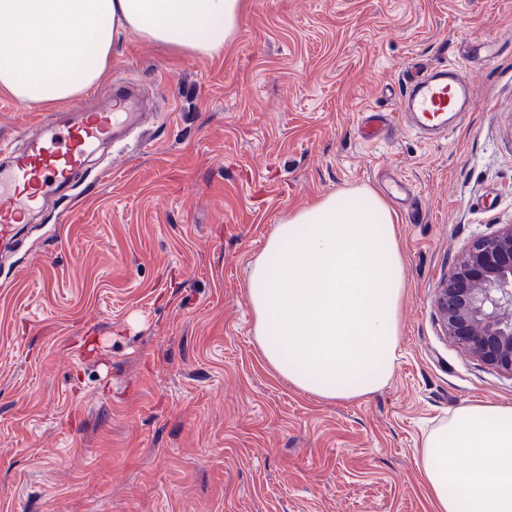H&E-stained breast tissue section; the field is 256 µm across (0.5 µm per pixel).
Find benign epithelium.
<instances>
[{"label":"benign epithelium","instance_id":"1","mask_svg":"<svg viewBox=\"0 0 512 512\" xmlns=\"http://www.w3.org/2000/svg\"><path fill=\"white\" fill-rule=\"evenodd\" d=\"M437 309L460 348L512 373V224L476 237L438 289Z\"/></svg>","mask_w":512,"mask_h":512}]
</instances>
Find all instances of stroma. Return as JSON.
<instances>
[{
  "label": "stroma",
  "instance_id": "stroma-1",
  "mask_svg": "<svg viewBox=\"0 0 512 512\" xmlns=\"http://www.w3.org/2000/svg\"><path fill=\"white\" fill-rule=\"evenodd\" d=\"M209 58L130 34L148 118L96 151L0 252V512H433L417 454L457 408L512 405V374L448 339L438 288L512 224V0H243ZM459 62L477 106L371 145L412 63ZM0 93V143L46 118ZM402 175L397 362L352 401L266 362L251 263L288 213ZM363 112L361 134L366 141H376L386 138L395 125L396 115L387 112H375L368 109Z\"/></svg>",
  "mask_w": 512,
  "mask_h": 512
}]
</instances>
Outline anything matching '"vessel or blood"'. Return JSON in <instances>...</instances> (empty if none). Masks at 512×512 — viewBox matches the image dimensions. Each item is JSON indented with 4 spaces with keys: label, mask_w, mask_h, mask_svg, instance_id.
Segmentation results:
<instances>
[{
    "label": "vessel or blood",
    "mask_w": 512,
    "mask_h": 512,
    "mask_svg": "<svg viewBox=\"0 0 512 512\" xmlns=\"http://www.w3.org/2000/svg\"><path fill=\"white\" fill-rule=\"evenodd\" d=\"M112 99V105L67 117L60 127L44 121L41 135L9 152L0 164V245L18 239L26 221L45 207L50 194L69 189L101 144L128 136L138 126L139 113L113 108L114 102H127V95L118 90ZM473 106L463 68L431 64L411 72L396 113L365 110L361 134L364 140L375 141L400 123L421 135L436 136L447 131L449 117L463 116Z\"/></svg>",
    "instance_id": "1"
}]
</instances>
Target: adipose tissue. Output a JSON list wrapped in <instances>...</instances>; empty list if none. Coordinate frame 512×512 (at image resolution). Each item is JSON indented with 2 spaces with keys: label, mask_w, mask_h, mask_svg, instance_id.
<instances>
[{
  "label": "adipose tissue",
  "mask_w": 512,
  "mask_h": 512,
  "mask_svg": "<svg viewBox=\"0 0 512 512\" xmlns=\"http://www.w3.org/2000/svg\"><path fill=\"white\" fill-rule=\"evenodd\" d=\"M242 11V0H0V92L29 109L68 103L128 34L221 56ZM404 293L392 212L362 187L282 219L246 298L269 365L302 392L347 401L390 380ZM417 464L436 512H512V406L457 409L424 437Z\"/></svg>",
  "instance_id": "adipose-tissue-1"
}]
</instances>
